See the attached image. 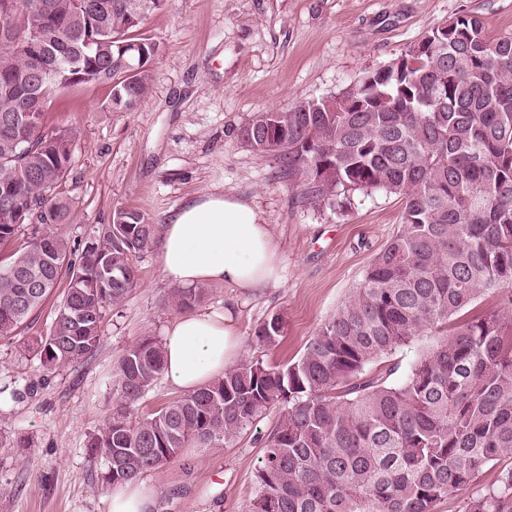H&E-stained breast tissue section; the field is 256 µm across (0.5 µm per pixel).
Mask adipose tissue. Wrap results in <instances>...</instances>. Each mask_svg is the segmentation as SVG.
I'll list each match as a JSON object with an SVG mask.
<instances>
[{
	"mask_svg": "<svg viewBox=\"0 0 512 512\" xmlns=\"http://www.w3.org/2000/svg\"><path fill=\"white\" fill-rule=\"evenodd\" d=\"M161 274L179 287L224 283L251 296L283 285L279 243L247 201L222 193L190 199L168 217L158 247ZM163 378L188 393L223 377L243 352L236 306L186 312L168 324L162 339ZM158 493L136 480L114 485L109 512H156Z\"/></svg>",
	"mask_w": 512,
	"mask_h": 512,
	"instance_id": "adipose-tissue-1",
	"label": "adipose tissue"
}]
</instances>
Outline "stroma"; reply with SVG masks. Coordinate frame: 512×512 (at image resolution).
<instances>
[{"instance_id":"obj_1","label":"stroma","mask_w":512,"mask_h":512,"mask_svg":"<svg viewBox=\"0 0 512 512\" xmlns=\"http://www.w3.org/2000/svg\"><path fill=\"white\" fill-rule=\"evenodd\" d=\"M478 16L493 38L512 36V0H170L147 17L141 37L158 44L152 89L130 112L108 107L109 89L66 93L44 114L43 129H76L79 140L61 185L73 208L55 230L81 243L96 238L120 208L155 224L197 195L233 194L270 224L283 259L284 284L253 296L210 284L200 310L237 303L244 359L295 362L320 325L363 279L371 259L396 234L403 205L383 192L354 194L344 215L294 198L283 163L238 139L260 112L339 94L388 65L432 28ZM137 282L123 303L106 307L101 343L85 361L43 370L37 337L47 335L63 292L54 290L33 320L0 339V512H109L103 459L86 445L116 404L112 375L142 336L163 337L178 316L168 307L156 251L135 254ZM286 330L272 348L251 339L272 314ZM274 408L223 448H184L148 472L159 512H243ZM25 439L22 448L13 447Z\"/></svg>"}]
</instances>
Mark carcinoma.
<instances>
[{
    "instance_id": "1",
    "label": "carcinoma",
    "mask_w": 512,
    "mask_h": 512,
    "mask_svg": "<svg viewBox=\"0 0 512 512\" xmlns=\"http://www.w3.org/2000/svg\"><path fill=\"white\" fill-rule=\"evenodd\" d=\"M4 1L0 40L36 46L56 71L21 81L28 56L0 50V246L28 230L27 245L0 261V339L18 335L67 280L37 341L52 371L94 354L103 310L133 288L132 256L158 246L160 227L118 209L124 223L89 243L53 232L71 212L58 188L79 133H45L44 112L94 84L110 87L114 111L141 104L159 46L137 31L169 0ZM37 99L42 111L15 124ZM239 137L284 160L300 202L342 215L349 194L381 190L403 201L402 224L292 364L244 361L138 419L131 406L164 357L154 336L128 346L115 370L120 402L88 443L105 461L102 484L140 479L190 444L222 448L281 406L261 436L244 512H435L512 458V331L500 311L466 314L482 295L512 288V37L492 39L478 17L458 16L336 96L257 113ZM204 295L174 288L167 304L189 310ZM285 326L269 316L253 343L274 346ZM421 335L432 341L403 380L370 373ZM465 512H512V468L471 494Z\"/></svg>"
}]
</instances>
